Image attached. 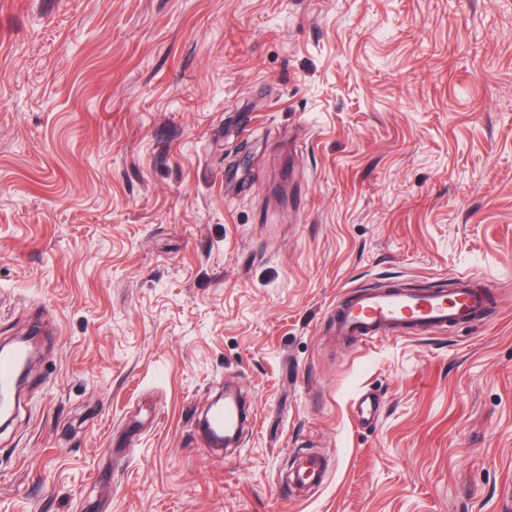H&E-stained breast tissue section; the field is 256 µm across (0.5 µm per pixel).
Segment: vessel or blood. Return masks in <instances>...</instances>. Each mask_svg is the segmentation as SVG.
<instances>
[{
  "instance_id": "vessel-or-blood-1",
  "label": "vessel or blood",
  "mask_w": 512,
  "mask_h": 512,
  "mask_svg": "<svg viewBox=\"0 0 512 512\" xmlns=\"http://www.w3.org/2000/svg\"><path fill=\"white\" fill-rule=\"evenodd\" d=\"M492 289L478 287L467 275L452 278L442 288H408L400 284L361 286L336 306L333 333L342 340L373 344L390 337L432 334L458 325L481 327L495 312ZM29 351L21 343L0 351V398L12 399L19 366ZM376 396L360 393L353 402V416L360 424L375 420ZM246 421L244 404L228 399L223 409L213 411L214 429L239 435Z\"/></svg>"
}]
</instances>
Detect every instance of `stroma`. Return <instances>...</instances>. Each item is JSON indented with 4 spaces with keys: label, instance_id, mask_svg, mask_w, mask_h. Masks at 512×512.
<instances>
[{
    "label": "stroma",
    "instance_id": "stroma-1",
    "mask_svg": "<svg viewBox=\"0 0 512 512\" xmlns=\"http://www.w3.org/2000/svg\"><path fill=\"white\" fill-rule=\"evenodd\" d=\"M460 274L481 329L332 334ZM35 322L0 512H512V0H0V343ZM379 400L370 391L360 393L353 402V416L360 424H369L376 419ZM246 410L244 404L225 398L224 410H215L211 414L212 427L218 431L224 428V433L235 435L237 441L246 421Z\"/></svg>",
    "mask_w": 512,
    "mask_h": 512
}]
</instances>
